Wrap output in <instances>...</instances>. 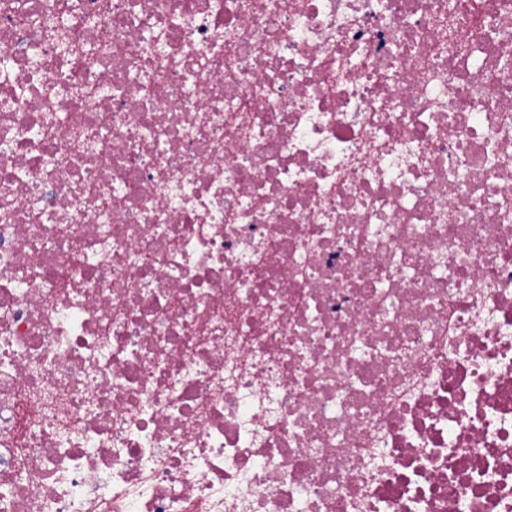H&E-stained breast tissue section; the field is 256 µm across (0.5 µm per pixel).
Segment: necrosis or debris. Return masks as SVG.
I'll use <instances>...</instances> for the list:
<instances>
[{
  "instance_id": "obj_1",
  "label": "necrosis or debris",
  "mask_w": 512,
  "mask_h": 512,
  "mask_svg": "<svg viewBox=\"0 0 512 512\" xmlns=\"http://www.w3.org/2000/svg\"><path fill=\"white\" fill-rule=\"evenodd\" d=\"M512 0H0V512H512Z\"/></svg>"
}]
</instances>
